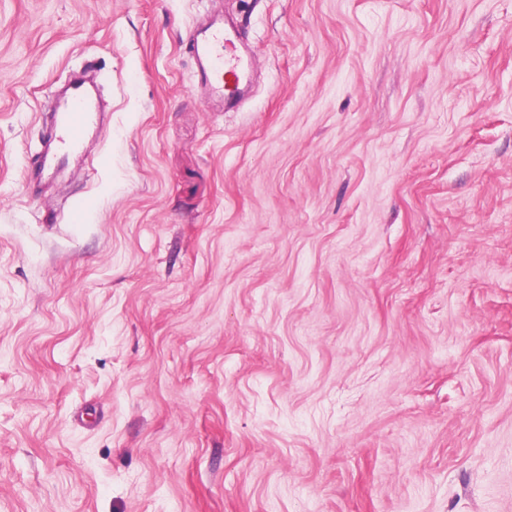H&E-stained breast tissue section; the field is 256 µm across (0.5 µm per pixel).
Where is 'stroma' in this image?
Wrapping results in <instances>:
<instances>
[{"label": "stroma", "instance_id": "obj_1", "mask_svg": "<svg viewBox=\"0 0 512 512\" xmlns=\"http://www.w3.org/2000/svg\"><path fill=\"white\" fill-rule=\"evenodd\" d=\"M0 512H512V0H0ZM195 58L200 62L203 82L210 85L213 94L227 96L226 105L236 106L240 85L245 86L250 70V61L242 50L240 33L223 22L212 23L205 38L192 42ZM96 119V105L87 96L83 83L74 82L65 87L57 99L56 133L51 139L55 153L48 148L41 154L42 169L50 166L55 159L82 154L89 143V132Z\"/></svg>", "mask_w": 512, "mask_h": 512}]
</instances>
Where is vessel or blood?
I'll list each match as a JSON object with an SVG mask.
<instances>
[{"label": "vessel or blood", "instance_id": "vessel-or-blood-1", "mask_svg": "<svg viewBox=\"0 0 512 512\" xmlns=\"http://www.w3.org/2000/svg\"><path fill=\"white\" fill-rule=\"evenodd\" d=\"M194 51L203 82L210 85L213 94L225 97L227 106H236L240 99L239 87L246 84L250 70L240 33L221 22L211 24L205 38L195 44ZM96 119V105L89 99L83 83L74 82L65 87L57 100L54 148L42 154V166L82 154Z\"/></svg>", "mask_w": 512, "mask_h": 512}]
</instances>
